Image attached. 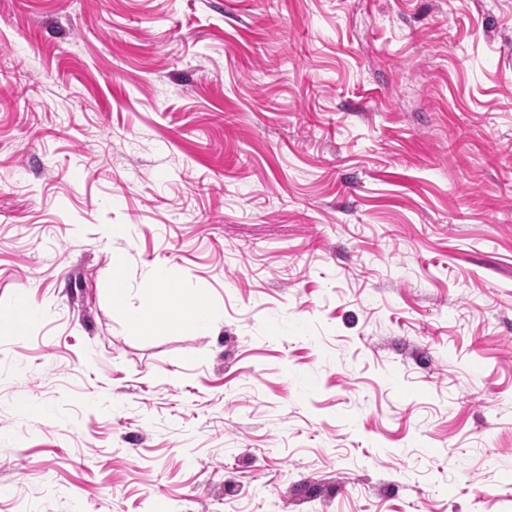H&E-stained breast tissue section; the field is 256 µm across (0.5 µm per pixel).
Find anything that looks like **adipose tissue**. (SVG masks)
Listing matches in <instances>:
<instances>
[{
  "label": "adipose tissue",
  "mask_w": 512,
  "mask_h": 512,
  "mask_svg": "<svg viewBox=\"0 0 512 512\" xmlns=\"http://www.w3.org/2000/svg\"><path fill=\"white\" fill-rule=\"evenodd\" d=\"M152 298L148 309L127 315V325L141 336H154L167 330L194 333L201 325L213 322L218 312L183 291L169 270L156 268L146 283Z\"/></svg>",
  "instance_id": "adipose-tissue-1"
}]
</instances>
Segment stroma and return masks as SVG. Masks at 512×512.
<instances>
[{"label": "stroma", "mask_w": 512, "mask_h": 512, "mask_svg": "<svg viewBox=\"0 0 512 512\" xmlns=\"http://www.w3.org/2000/svg\"><path fill=\"white\" fill-rule=\"evenodd\" d=\"M22 300L0 512H512V0H0ZM157 286L163 291L159 298L154 297ZM144 290L150 297L151 306L144 311L127 314V326L140 336H156L167 330L190 335L201 325L213 322L218 317L217 310L185 293L164 267L152 272Z\"/></svg>", "instance_id": "stroma-1"}]
</instances>
